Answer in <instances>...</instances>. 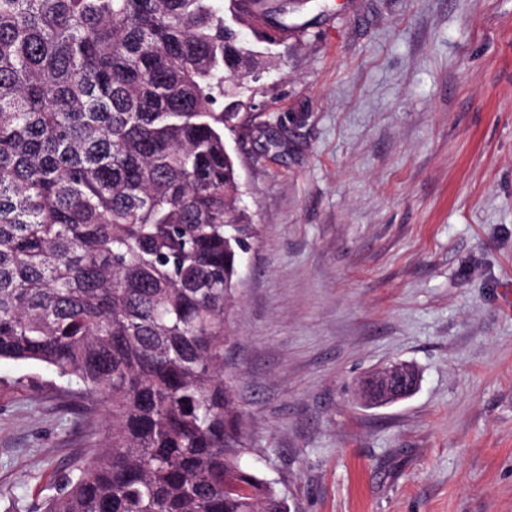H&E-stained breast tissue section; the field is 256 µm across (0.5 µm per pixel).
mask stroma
<instances>
[{
    "label": "stroma",
    "mask_w": 512,
    "mask_h": 512,
    "mask_svg": "<svg viewBox=\"0 0 512 512\" xmlns=\"http://www.w3.org/2000/svg\"><path fill=\"white\" fill-rule=\"evenodd\" d=\"M288 24L231 146L258 230L224 348L244 461L290 512H512V0H308ZM397 361L417 390L359 407ZM105 417L1 360L0 512H43Z\"/></svg>",
    "instance_id": "stroma-1"
}]
</instances>
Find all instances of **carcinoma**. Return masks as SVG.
Returning <instances> with one entry per match:
<instances>
[{
  "label": "carcinoma",
  "mask_w": 512,
  "mask_h": 512,
  "mask_svg": "<svg viewBox=\"0 0 512 512\" xmlns=\"http://www.w3.org/2000/svg\"><path fill=\"white\" fill-rule=\"evenodd\" d=\"M268 0H0V360L111 428L45 512H290L243 463L226 315L255 238L225 132Z\"/></svg>",
  "instance_id": "carcinoma-1"
}]
</instances>
